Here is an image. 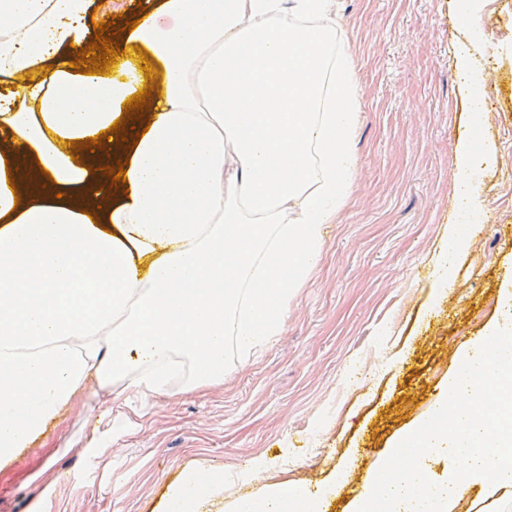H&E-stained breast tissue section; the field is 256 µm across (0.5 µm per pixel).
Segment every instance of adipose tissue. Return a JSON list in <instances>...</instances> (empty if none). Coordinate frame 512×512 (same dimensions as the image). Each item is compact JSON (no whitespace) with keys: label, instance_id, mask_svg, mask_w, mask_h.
Segmentation results:
<instances>
[{"label":"adipose tissue","instance_id":"1","mask_svg":"<svg viewBox=\"0 0 512 512\" xmlns=\"http://www.w3.org/2000/svg\"><path fill=\"white\" fill-rule=\"evenodd\" d=\"M98 0H0V461L76 402L166 395L224 379L229 357L280 335L352 194L359 102L336 0H143L124 68L84 74ZM156 79L125 134L126 101ZM111 131L101 149L71 142ZM494 148L455 149L453 183L483 210ZM124 160L126 183L105 174ZM433 257L432 296L470 248L457 225ZM417 419L415 453L369 468L350 512H458L467 487L512 497V356L457 352ZM496 386L486 423L473 407ZM448 462L436 481L430 468ZM276 485L231 512H320L347 479ZM220 471H190L165 512H208Z\"/></svg>","mask_w":512,"mask_h":512}]
</instances>
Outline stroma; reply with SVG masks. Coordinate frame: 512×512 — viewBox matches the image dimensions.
<instances>
[{"label":"stroma","mask_w":512,"mask_h":512,"mask_svg":"<svg viewBox=\"0 0 512 512\" xmlns=\"http://www.w3.org/2000/svg\"><path fill=\"white\" fill-rule=\"evenodd\" d=\"M336 8L360 94L358 170L282 333L206 389L68 408L0 494V512H164L194 468L223 471L210 512H226L246 492L329 479L349 458L351 479L324 510L348 512L372 462L442 392L453 351L486 335L512 289V0H481L476 25L496 22L499 39L484 45L474 101L459 88L454 0ZM475 111L494 147L477 216L452 184ZM473 220L482 230L451 288L430 300L446 225ZM69 471L72 488L60 479Z\"/></svg>","instance_id":"stroma-1"}]
</instances>
